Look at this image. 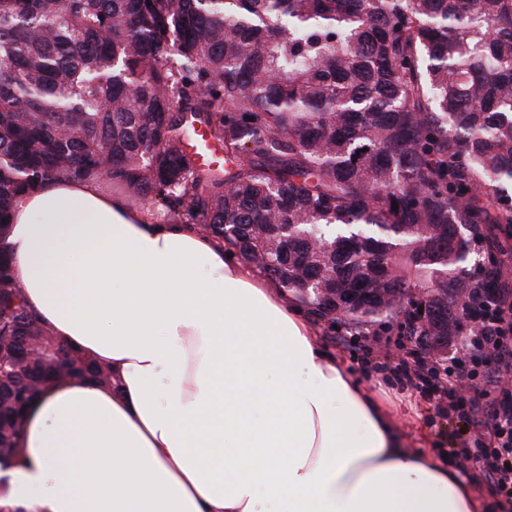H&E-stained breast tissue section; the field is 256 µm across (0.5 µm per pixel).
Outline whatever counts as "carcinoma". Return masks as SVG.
I'll use <instances>...</instances> for the list:
<instances>
[{"label":"carcinoma","mask_w":512,"mask_h":512,"mask_svg":"<svg viewBox=\"0 0 512 512\" xmlns=\"http://www.w3.org/2000/svg\"><path fill=\"white\" fill-rule=\"evenodd\" d=\"M60 178L224 241L334 331L445 356L512 298V0H0V242ZM86 373L112 385L0 250L1 463Z\"/></svg>","instance_id":"carcinoma-1"}]
</instances>
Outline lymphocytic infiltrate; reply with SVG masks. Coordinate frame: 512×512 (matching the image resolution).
Returning <instances> with one entry per match:
<instances>
[{"label":"lymphocytic infiltrate","instance_id":"lymphocytic-infiltrate-1","mask_svg":"<svg viewBox=\"0 0 512 512\" xmlns=\"http://www.w3.org/2000/svg\"><path fill=\"white\" fill-rule=\"evenodd\" d=\"M485 305L492 311L477 326L476 339L483 351L494 354L498 361L495 375L478 382L475 372L467 370L466 358H458L454 366L441 367L433 363L431 369L417 364L406 367L405 377L410 387L419 389L434 385L439 398L448 402L449 411H456L461 398L458 390L469 384L474 395L473 404L489 401L496 419L488 433L472 438L469 447L460 449L463 462L482 468L497 492L512 500V398L502 395L501 377L512 372V308L499 306L493 299Z\"/></svg>","mask_w":512,"mask_h":512}]
</instances>
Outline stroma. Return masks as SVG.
Returning <instances> with one entry per match:
<instances>
[{"label":"stroma","instance_id":"1","mask_svg":"<svg viewBox=\"0 0 512 512\" xmlns=\"http://www.w3.org/2000/svg\"><path fill=\"white\" fill-rule=\"evenodd\" d=\"M319 345L339 357L357 379L378 397L395 406L397 421L405 435L407 447H416L418 427H425L428 445L434 456L461 448L473 429H487L492 424L490 411L476 416V427L464 425L456 415L439 412L435 398L418 390L401 386L399 379L404 361L424 359L425 353L403 336H340L320 326Z\"/></svg>","mask_w":512,"mask_h":512}]
</instances>
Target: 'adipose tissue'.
Instances as JSON below:
<instances>
[{"label":"adipose tissue","instance_id":"obj_1","mask_svg":"<svg viewBox=\"0 0 512 512\" xmlns=\"http://www.w3.org/2000/svg\"><path fill=\"white\" fill-rule=\"evenodd\" d=\"M6 250L34 316L114 375L33 399L13 512H483L304 310L194 225L60 179L14 207Z\"/></svg>","mask_w":512,"mask_h":512}]
</instances>
